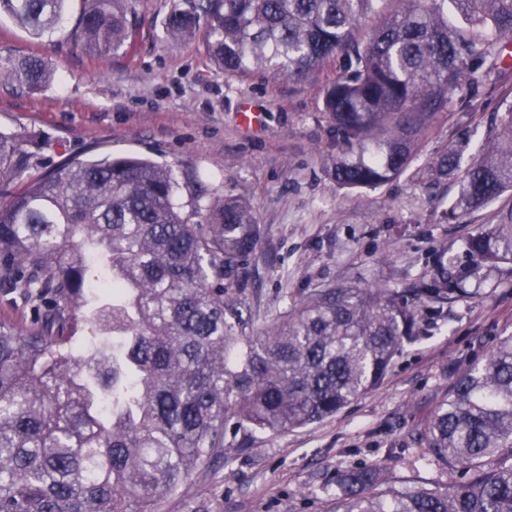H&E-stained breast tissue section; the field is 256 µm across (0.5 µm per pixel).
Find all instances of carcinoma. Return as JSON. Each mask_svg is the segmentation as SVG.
Masks as SVG:
<instances>
[{"instance_id":"obj_1","label":"carcinoma","mask_w":512,"mask_h":512,"mask_svg":"<svg viewBox=\"0 0 512 512\" xmlns=\"http://www.w3.org/2000/svg\"><path fill=\"white\" fill-rule=\"evenodd\" d=\"M69 0H0L36 39ZM453 5L459 23L448 20ZM133 0H84L71 36L99 56L132 46ZM203 28L215 71L301 80L332 59L324 89L336 153L329 174L366 188L401 176L422 140L493 73L509 69L512 0H175L179 40ZM0 79L29 92L53 70L0 56ZM460 151L439 157L454 174ZM0 132V293L44 306L0 320V512H159L224 461L228 423L285 432L333 416L384 378L414 314L385 288H325L254 336L228 291L261 235L252 207L183 201L174 169L149 159H67L38 178ZM512 193V102L459 178L456 208ZM190 211H185V208ZM479 268L512 264V207L465 244ZM467 293L440 267L420 295ZM425 460L461 472L444 489L381 491L378 469L337 479L330 512H512V334L462 372L425 428Z\"/></svg>"}]
</instances>
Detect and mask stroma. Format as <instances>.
Wrapping results in <instances>:
<instances>
[{"label":"stroma","mask_w":512,"mask_h":512,"mask_svg":"<svg viewBox=\"0 0 512 512\" xmlns=\"http://www.w3.org/2000/svg\"><path fill=\"white\" fill-rule=\"evenodd\" d=\"M171 5L137 0L132 47L109 57L70 36L81 0H70L59 32L42 40L0 15V54L41 56L60 76L37 94L0 82V131L36 154L33 176L70 156H141L174 166L180 182L202 179L214 201H248L261 239L231 279L246 299L247 333L284 319L315 290L343 286L390 289L414 307L418 324L381 383L335 416L279 433L227 427L228 461L184 484L165 512H182L189 500L221 512H330L338 475L358 466L379 468L395 488L448 486L453 475L424 461L420 431L456 376L512 334V267L476 284L464 249L512 198L448 222L458 184L437 179L434 164L458 148L466 165L482 149L504 101L512 102V68L442 122L399 178L347 189L327 171L336 148L323 92L335 65L303 81L224 77L202 33L165 37ZM243 101L263 113L262 125L241 126ZM442 263L464 278L466 294L420 302L417 288Z\"/></svg>","instance_id":"1"}]
</instances>
